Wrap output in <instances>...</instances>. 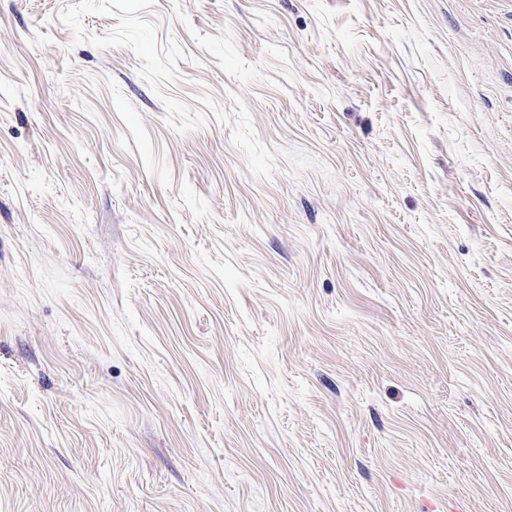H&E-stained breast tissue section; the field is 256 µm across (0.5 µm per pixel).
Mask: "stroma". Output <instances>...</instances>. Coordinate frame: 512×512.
Returning <instances> with one entry per match:
<instances>
[{
    "mask_svg": "<svg viewBox=\"0 0 512 512\" xmlns=\"http://www.w3.org/2000/svg\"><path fill=\"white\" fill-rule=\"evenodd\" d=\"M0 512H512V0H0Z\"/></svg>",
    "mask_w": 512,
    "mask_h": 512,
    "instance_id": "obj_1",
    "label": "stroma"
}]
</instances>
